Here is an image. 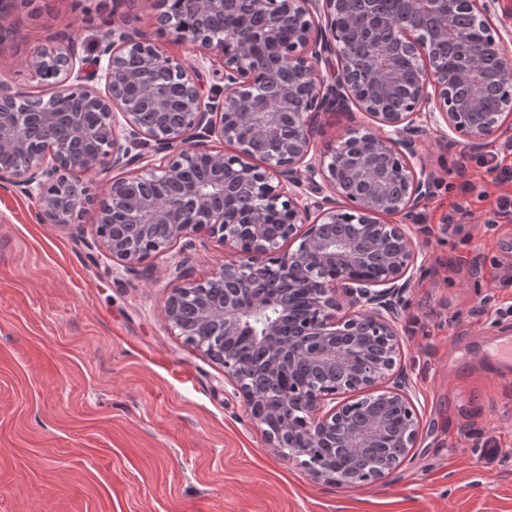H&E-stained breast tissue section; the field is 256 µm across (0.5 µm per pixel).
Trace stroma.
<instances>
[{
	"instance_id": "1",
	"label": "stroma",
	"mask_w": 512,
	"mask_h": 512,
	"mask_svg": "<svg viewBox=\"0 0 512 512\" xmlns=\"http://www.w3.org/2000/svg\"><path fill=\"white\" fill-rule=\"evenodd\" d=\"M20 0L0 79L50 96L23 60L59 30L92 58L110 18L148 29L154 0ZM442 180L425 212V271L406 295L402 359L420 419L416 448L386 481L316 483L274 454L224 368L163 315L178 261L194 278L224 261L203 237L135 270L102 257L94 209L68 229L0 187V512H512V369L487 372L512 332V150L473 155L422 136Z\"/></svg>"
}]
</instances>
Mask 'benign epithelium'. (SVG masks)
<instances>
[{
	"label": "benign epithelium",
	"mask_w": 512,
	"mask_h": 512,
	"mask_svg": "<svg viewBox=\"0 0 512 512\" xmlns=\"http://www.w3.org/2000/svg\"><path fill=\"white\" fill-rule=\"evenodd\" d=\"M498 0H182L154 26L206 60L222 56L224 86L165 55L143 30H100L91 75L69 32L23 65L54 96L83 100L60 112L0 80V184L33 198L38 217L66 229L97 210L102 256L133 269L203 234L231 254L209 276L176 268L164 316L177 335L224 366L268 447L317 482L390 477L420 431L401 357L405 295L424 269L422 211L437 176L419 137L428 127L481 152L512 143V31ZM237 22L227 33L207 25ZM415 61L395 109L377 106L402 84L393 46ZM336 61L333 80L319 69ZM367 117L319 147L324 112ZM233 147L224 151L214 144ZM164 154L135 168L142 147ZM112 169L98 202L73 178ZM261 355L266 388L246 378L235 343ZM298 364L315 369L272 405ZM393 449L381 470L342 472L334 450Z\"/></svg>",
	"instance_id": "7a95c632"
}]
</instances>
